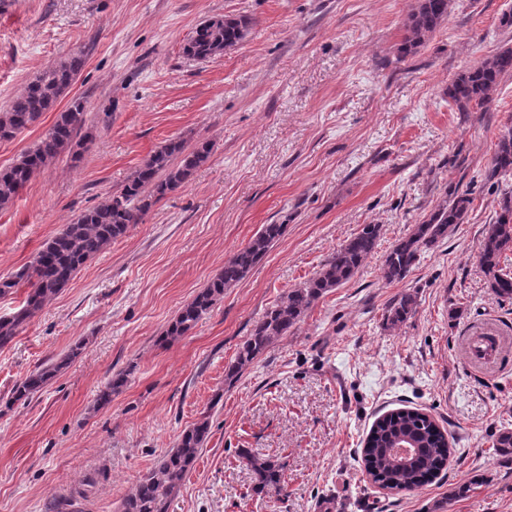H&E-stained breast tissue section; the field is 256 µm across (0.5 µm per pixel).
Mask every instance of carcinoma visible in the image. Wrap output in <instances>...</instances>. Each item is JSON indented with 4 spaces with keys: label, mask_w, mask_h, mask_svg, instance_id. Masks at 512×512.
Listing matches in <instances>:
<instances>
[{
    "label": "carcinoma",
    "mask_w": 512,
    "mask_h": 512,
    "mask_svg": "<svg viewBox=\"0 0 512 512\" xmlns=\"http://www.w3.org/2000/svg\"><path fill=\"white\" fill-rule=\"evenodd\" d=\"M452 0H417L405 24L399 48L411 55L448 18ZM250 22L244 18L214 16L196 28L184 46V54L204 60L224 53L247 35ZM82 60L72 57L52 66L30 81L0 112V141H8L35 125L54 109L70 87ZM512 72V47L500 48L459 73L448 84V99L459 112L482 108L492 101L503 75ZM86 107L80 99L59 113L54 124L31 148L23 151L14 164L0 171V207L8 205L31 178L62 153L79 155L83 143L76 140L86 122ZM212 150L208 142L188 148L172 139L156 150L107 202L82 212L37 252L29 264L0 278V296L25 282L30 287L25 304L9 317L0 316V347L9 344L19 328L65 288L81 267L123 237L133 224L144 222L150 210L168 194L182 188ZM488 177L512 179V126L498 137ZM472 205L470 194L454 190L450 199L440 202L429 219L415 225L407 236L396 240L385 255L382 274L389 282L400 281L409 273L420 254L436 246L448 231L464 223ZM283 224H264L256 235L224 262V268L190 302L182 307L166 331L176 339L186 335L207 314L215 302L242 280L284 233ZM380 226L367 224L341 245L316 274L291 288L256 322L249 336L238 347L227 379H235L276 340L288 335L314 303L331 290L350 281L377 247ZM512 248V190L502 194L493 224L486 233L479 254V266L491 293L512 299V274L501 266L505 251ZM416 296L403 293L383 315L390 328L405 323L416 312ZM68 363L43 364L29 372L15 386L13 399L20 401L39 392ZM209 436V421L203 419L185 429L173 449L164 455L122 500L118 512H169L172 494L182 485ZM453 449L435 421L417 408H401L380 417L368 433L363 448L367 473L382 487L410 491L432 481L448 464ZM255 474L257 489L276 487L282 466L242 454Z\"/></svg>",
    "instance_id": "obj_1"
}]
</instances>
